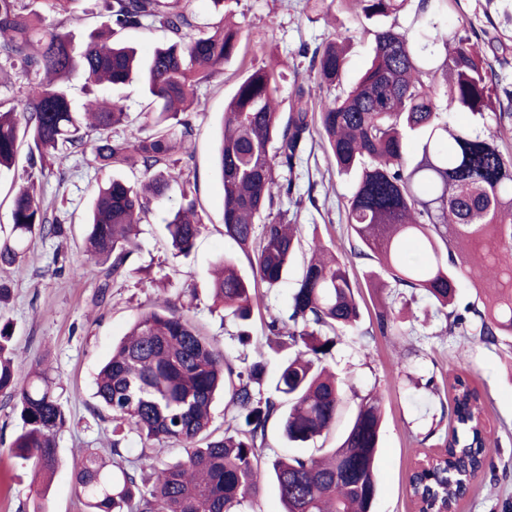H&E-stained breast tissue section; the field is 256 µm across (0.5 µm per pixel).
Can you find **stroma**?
I'll return each mask as SVG.
<instances>
[{
	"label": "stroma",
	"instance_id": "stroma-1",
	"mask_svg": "<svg viewBox=\"0 0 512 512\" xmlns=\"http://www.w3.org/2000/svg\"><path fill=\"white\" fill-rule=\"evenodd\" d=\"M307 0H238L235 20L243 30L240 50L223 70L199 88L202 106L192 117L195 135L190 178L204 211L206 229L192 252L174 255L162 222L179 203L178 195L153 203L138 226L139 249L130 259L125 278L104 283L100 268L83 252L85 216L98 184L119 178L134 184L139 171L126 167L98 169L91 155L71 158L64 165L42 173L19 159L0 175V236L8 233L11 215L5 199L9 187L40 179L41 204L49 216L61 220L65 234L34 239L19 271L11 273V295L0 304L13 324L14 341L25 362L46 359L57 383L56 393L69 417L56 437L61 464L52 478L45 500H37L32 468L12 458L9 445L17 430L14 403L0 395V512H85L75 490L74 458L94 449L103 459L112 457V428L96 411L94 380L113 345L128 332L139 314L167 298L232 355L253 362L266 361V379H274L280 357L272 351L257 354L253 344L240 343L237 325L212 303L210 281L219 258L233 260L243 274H250L248 259L224 235V188L215 167L216 139L224 118V104L253 67L278 57L306 73L308 61L299 56L300 45L316 47L349 31L347 65L338 95L350 85L371 59L375 24L356 20L340 4L330 15L310 10ZM465 18L468 28L491 41L488 58L501 86L512 90V0H498L497 11L487 15L486 0H458L444 17L451 27ZM99 95L123 99L129 112L127 124L117 135L143 136L150 132L147 98L139 80L103 86ZM310 155L294 171L300 193H312L314 205L304 206L298 222L301 246L287 275L273 287H261V310L277 314L288 306L302 266L315 244L338 255H348L353 239L346 224V203L353 180L336 167L312 137ZM363 337L345 336L337 342L327 366L342 382L343 403L336 428L327 438L301 448L304 456L333 447L340 439L361 397L377 394L384 423L380 437L383 464L378 472L375 512H415L408 476L419 458L443 448L448 439V382L465 375L484 398L487 463L472 481L457 512H512V345L486 346L480 341L449 335L440 315H425L426 300L409 304L403 319L379 329L374 313L377 297L361 288Z\"/></svg>",
	"mask_w": 512,
	"mask_h": 512
}]
</instances>
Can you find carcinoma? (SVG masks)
Listing matches in <instances>:
<instances>
[{"instance_id": "1", "label": "carcinoma", "mask_w": 512, "mask_h": 512, "mask_svg": "<svg viewBox=\"0 0 512 512\" xmlns=\"http://www.w3.org/2000/svg\"><path fill=\"white\" fill-rule=\"evenodd\" d=\"M82 0H0V72L19 81V103L0 110V174L10 170L22 146L31 167L46 158L63 164L91 151L100 168L141 170L135 188L113 179L97 187L87 217L85 252L104 267L105 279L130 273L138 224L154 201L179 190L181 202L165 224L170 247L187 255L205 228L188 173L179 166L193 135L192 112L200 108V85L237 55L241 28L226 10L229 0H210L222 11L219 25L197 30L181 0H103L108 17L81 50L63 22ZM367 20L396 16L407 0H357ZM457 0H419V16H444ZM156 27L168 34L144 61L122 44L126 30ZM345 41L335 39L298 54L310 56L307 82L297 85L288 119L277 101L278 79L287 64L272 59L250 71L226 103L216 167L224 187V235L247 256L253 280L221 258L212 282L215 305L243 324L253 321L260 283L273 286L288 270L300 245L298 209L291 174L319 132L336 171L354 178L347 204L351 255L377 262L367 287L422 293L448 322V334L474 336L486 346L512 337V155L495 136L452 127L448 116L470 112L512 118V91L499 89L486 53L463 20L447 30L433 23L382 25L373 31L369 66L348 90L312 108L321 91L339 84ZM122 85L140 78L149 100L153 130L143 137L115 138L127 121L120 100H88L76 111L70 82ZM416 142L417 156L408 152ZM10 232L0 238V270L20 269L27 242L63 232L41 206L37 182L12 199ZM470 281L482 306L456 309L461 279ZM359 285L342 257L315 246L289 296L288 315L261 319L268 336L286 339L294 352L263 389L264 364L240 367L176 304L166 300L141 314L101 368L95 397L101 418L112 424V455L133 436L181 447L169 462L140 449L135 468L107 464L87 450L74 465L76 490L87 512H249L259 484L277 487L282 512H373L383 411L378 396L361 398L338 444L317 457L264 459L268 429L306 445L333 428L341 403L336 374L323 365L338 332H359ZM11 322L0 317V394L15 401L19 428L9 448L32 462L46 494L60 464L55 437L67 415L48 373L15 363ZM224 390L233 414L224 433L213 427L211 407ZM448 460L428 474L409 476L455 503L486 462L483 404L477 388L456 376L449 383ZM151 472V481L142 472Z\"/></svg>"}]
</instances>
